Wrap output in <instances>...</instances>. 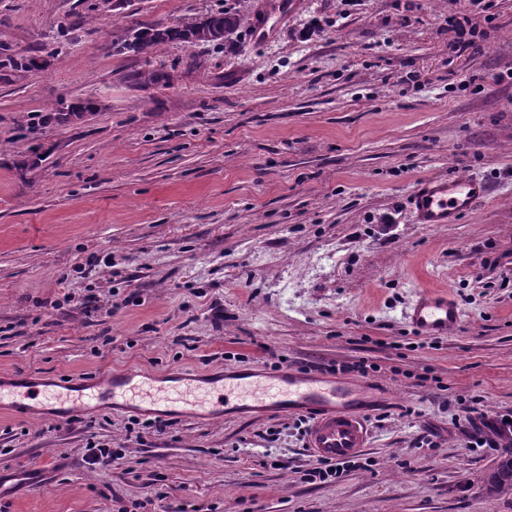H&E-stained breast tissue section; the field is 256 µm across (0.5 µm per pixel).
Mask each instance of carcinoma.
<instances>
[{
    "mask_svg": "<svg viewBox=\"0 0 512 512\" xmlns=\"http://www.w3.org/2000/svg\"><path fill=\"white\" fill-rule=\"evenodd\" d=\"M243 20L240 13L216 12L203 19H195L177 26L162 27L143 25L128 30L114 42V47L121 52L127 50L137 54H149L169 43H181L189 46L199 44H221L232 34ZM98 111V104L89 98H75L52 113L39 118V125L48 126L54 122L64 124L80 121L88 114ZM512 488V456L503 461L486 480V494L495 497Z\"/></svg>",
    "mask_w": 512,
    "mask_h": 512,
    "instance_id": "obj_1",
    "label": "carcinoma"
}]
</instances>
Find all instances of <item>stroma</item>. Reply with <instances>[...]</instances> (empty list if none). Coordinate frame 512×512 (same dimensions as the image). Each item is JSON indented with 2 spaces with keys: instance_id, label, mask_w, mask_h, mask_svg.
Wrapping results in <instances>:
<instances>
[{
  "instance_id": "35a3bbf8",
  "label": "stroma",
  "mask_w": 512,
  "mask_h": 512,
  "mask_svg": "<svg viewBox=\"0 0 512 512\" xmlns=\"http://www.w3.org/2000/svg\"><path fill=\"white\" fill-rule=\"evenodd\" d=\"M451 5L0 0V376L363 358L382 392L366 467L332 483L304 480L315 459L290 415L176 420L131 444L129 412L0 409V469L51 468L0 512H512V490L483 484L501 451L467 447L456 405L512 411V83L495 80L512 67V0L463 53ZM223 10L249 18L223 44L113 47ZM155 69L167 83L139 81ZM78 97L99 104L86 122L31 129ZM464 173L491 197L458 223H415L416 181ZM426 287L459 301L453 335L409 328ZM430 429L437 447L415 448ZM92 440L128 451L93 468Z\"/></svg>"
}]
</instances>
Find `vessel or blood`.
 <instances>
[{"mask_svg": "<svg viewBox=\"0 0 512 512\" xmlns=\"http://www.w3.org/2000/svg\"><path fill=\"white\" fill-rule=\"evenodd\" d=\"M488 192L485 181L471 176H428L414 185L411 208L417 223L453 224ZM462 317V308L451 293L425 289L409 308L407 323L419 336H447L457 329ZM373 401L370 389L361 385L297 368L278 373L227 368L219 373L170 371L152 377L127 370L106 378H0V408L44 420L81 418L105 405L161 420L193 417L211 422L234 411L302 414L310 420L309 453L330 461L359 455L366 448V411ZM45 479L40 470H2L0 496L7 486L40 484Z\"/></svg>", "mask_w": 512, "mask_h": 512, "instance_id": "1", "label": "vessel or blood"}]
</instances>
